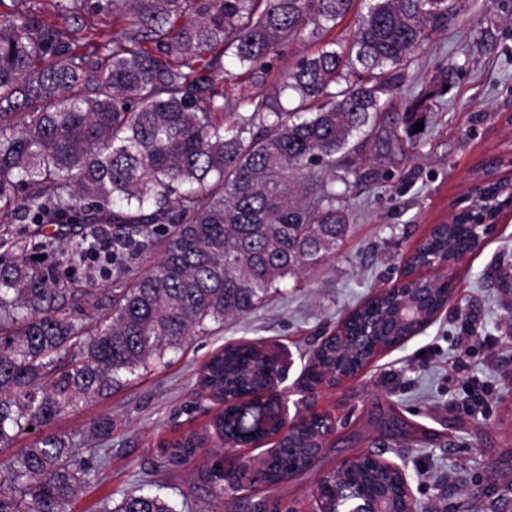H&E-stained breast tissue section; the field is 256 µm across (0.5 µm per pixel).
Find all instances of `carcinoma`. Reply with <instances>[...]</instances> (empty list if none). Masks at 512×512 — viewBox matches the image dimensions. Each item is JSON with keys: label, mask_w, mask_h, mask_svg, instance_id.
<instances>
[{"label": "carcinoma", "mask_w": 512, "mask_h": 512, "mask_svg": "<svg viewBox=\"0 0 512 512\" xmlns=\"http://www.w3.org/2000/svg\"><path fill=\"white\" fill-rule=\"evenodd\" d=\"M0 0V452L29 426L46 425L135 374L164 362L187 339L251 314L288 277L336 253L351 214L336 174L351 139L371 136L399 94L400 79L448 19L478 0H367L348 49L327 35L357 0H56L53 22L31 0ZM112 20V39L86 50V19ZM322 43L301 56L274 92L225 99L226 56L261 78L279 46ZM437 91L407 100L406 135L425 121ZM512 199V183L487 171L471 189L473 207L433 229L403 263L407 280L353 310L364 337L352 350L328 342L312 355L311 379L356 375L370 343H396L448 301V283L422 279L469 250L481 219ZM28 225L22 236L11 224ZM80 224L65 261L98 264L116 281L112 304L77 323L71 288L50 259L47 226ZM112 238L105 240L107 229ZM163 244L137 274L134 260ZM72 353L69 361L62 355ZM280 377L275 362L246 341L206 361L202 388L227 404L211 424L217 442L259 443L273 433L260 395ZM312 426L237 479L275 486L310 465ZM66 436L48 435L0 468V512H69L95 475ZM351 485L325 512L354 506L358 493L396 490L399 476L357 458ZM136 487L98 512H186Z\"/></svg>", "instance_id": "cac0c4a2"}]
</instances>
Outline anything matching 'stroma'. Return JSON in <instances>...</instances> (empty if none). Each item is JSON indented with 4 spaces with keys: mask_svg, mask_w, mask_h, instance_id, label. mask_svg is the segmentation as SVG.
<instances>
[{
    "mask_svg": "<svg viewBox=\"0 0 512 512\" xmlns=\"http://www.w3.org/2000/svg\"><path fill=\"white\" fill-rule=\"evenodd\" d=\"M317 48L309 40L285 42L260 87L224 59L234 73L224 83L227 98L271 91L282 72ZM443 76L447 92L420 134L408 139L399 120L406 97ZM401 91L382 130L351 143L355 171L345 203L353 220L334 256L287 278L255 313L190 336L182 350L137 371L111 396L17 439L22 448L42 436L69 437L97 468V481L80 494L74 512H94L103 497L120 500L146 481L166 485L174 500L188 498L189 512H246L247 504L262 500L311 512L319 481L341 462L369 453L404 464L427 512H512V295L501 281L502 273L512 274V209L446 270L450 299L432 323L338 385L307 380L322 337L395 283L401 260L435 225L448 223L453 203L468 193L487 159H505L500 172L512 177V0H478L476 15L449 21L407 71ZM239 339L277 358L288 421L324 414L335 431L305 473L271 490L225 489L217 505L205 480L214 459L229 476L241 462L265 457L267 444L220 454L206 446L178 464L169 451L175 441L204 434L220 405L202 395L199 369L224 343ZM475 380L483 385L476 403L469 397ZM391 413L415 435L377 442V424ZM102 417L112 420L106 441L91 430ZM102 447L108 450L103 464L91 455Z\"/></svg>",
    "mask_w": 512,
    "mask_h": 512,
    "instance_id": "1",
    "label": "stroma"
}]
</instances>
